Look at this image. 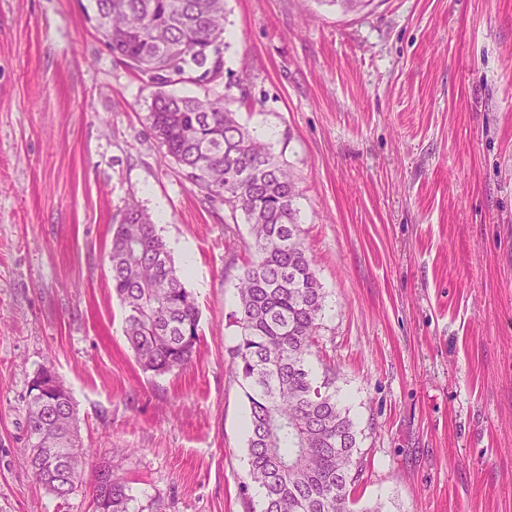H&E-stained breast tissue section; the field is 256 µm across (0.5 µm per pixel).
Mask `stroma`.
Instances as JSON below:
<instances>
[{
    "label": "stroma",
    "instance_id": "obj_1",
    "mask_svg": "<svg viewBox=\"0 0 512 512\" xmlns=\"http://www.w3.org/2000/svg\"><path fill=\"white\" fill-rule=\"evenodd\" d=\"M90 0H0V512H92L24 464L53 366L88 463L130 512H249L248 403L229 368L248 227L162 162L153 89L114 62ZM243 122L298 185L326 302L315 372L359 432L355 512H512V0H226ZM199 304L192 361L143 372L106 254L127 202Z\"/></svg>",
    "mask_w": 512,
    "mask_h": 512
}]
</instances>
